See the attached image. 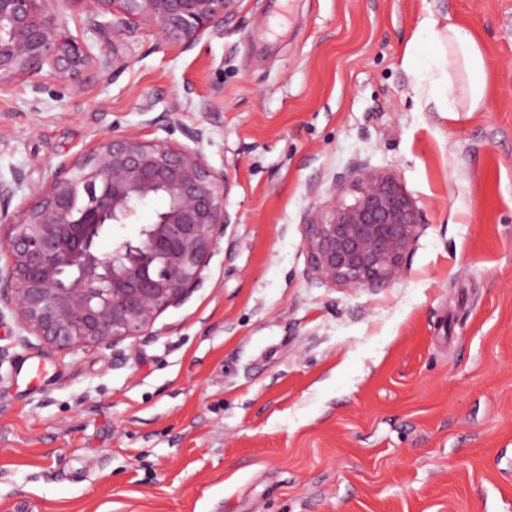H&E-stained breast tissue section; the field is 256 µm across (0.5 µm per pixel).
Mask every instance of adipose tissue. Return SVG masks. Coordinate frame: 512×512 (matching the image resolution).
<instances>
[{"mask_svg":"<svg viewBox=\"0 0 512 512\" xmlns=\"http://www.w3.org/2000/svg\"><path fill=\"white\" fill-rule=\"evenodd\" d=\"M416 68L418 89L428 91L440 111L475 112L485 98V57L465 27L430 19L412 38L405 56Z\"/></svg>","mask_w":512,"mask_h":512,"instance_id":"adipose-tissue-1","label":"adipose tissue"}]
</instances>
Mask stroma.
I'll return each instance as SVG.
<instances>
[{
  "mask_svg": "<svg viewBox=\"0 0 512 512\" xmlns=\"http://www.w3.org/2000/svg\"><path fill=\"white\" fill-rule=\"evenodd\" d=\"M446 16L481 111L413 90L407 46ZM65 18L118 62L0 85L13 207L100 138L201 128L229 223L137 342L54 352L0 319V512H512V0H241L186 50ZM356 164L422 213L381 288L318 283L302 246Z\"/></svg>",
  "mask_w": 512,
  "mask_h": 512,
  "instance_id": "1",
  "label": "stroma"
}]
</instances>
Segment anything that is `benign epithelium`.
Segmentation results:
<instances>
[{"label": "benign epithelium", "mask_w": 512, "mask_h": 512, "mask_svg": "<svg viewBox=\"0 0 512 512\" xmlns=\"http://www.w3.org/2000/svg\"><path fill=\"white\" fill-rule=\"evenodd\" d=\"M78 6L85 26L134 34L142 25L163 43L187 49L224 30L241 0H0V84L59 80L110 66L62 21L59 3ZM136 134L99 140L59 165L9 211L24 181L0 178V222L7 262L0 265V319L10 313L40 345L58 352L114 347L152 334L158 316L203 283V271L228 216L229 181L201 150ZM351 200L331 191L305 219L303 249L314 278L334 287L375 288L394 281L424 224L417 201L395 174L361 166L348 178ZM164 200L137 238L97 248L101 234L132 224L143 206Z\"/></svg>", "instance_id": "1"}]
</instances>
